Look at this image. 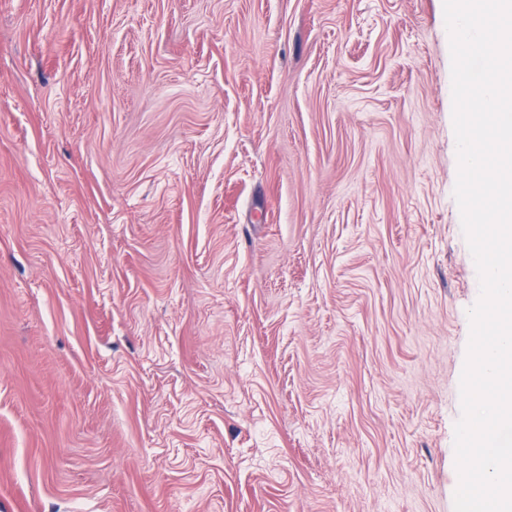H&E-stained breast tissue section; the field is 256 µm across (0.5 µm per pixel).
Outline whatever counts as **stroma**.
I'll use <instances>...</instances> for the list:
<instances>
[{
	"instance_id": "35a3bbf8",
	"label": "stroma",
	"mask_w": 512,
	"mask_h": 512,
	"mask_svg": "<svg viewBox=\"0 0 512 512\" xmlns=\"http://www.w3.org/2000/svg\"><path fill=\"white\" fill-rule=\"evenodd\" d=\"M451 64L443 0H0V512H454Z\"/></svg>"
}]
</instances>
